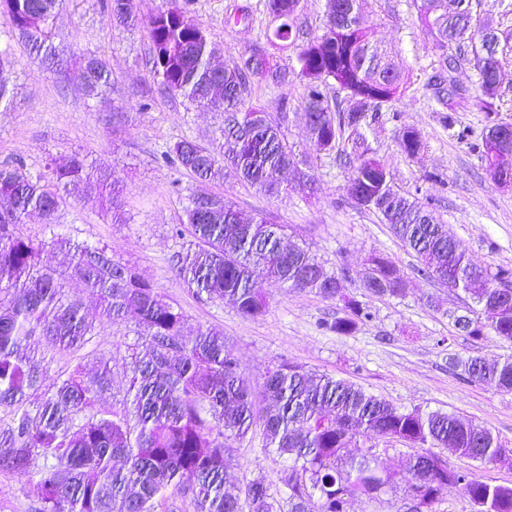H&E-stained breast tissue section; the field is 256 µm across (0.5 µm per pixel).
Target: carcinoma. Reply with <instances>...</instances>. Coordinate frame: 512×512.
<instances>
[{
    "label": "carcinoma",
    "mask_w": 512,
    "mask_h": 512,
    "mask_svg": "<svg viewBox=\"0 0 512 512\" xmlns=\"http://www.w3.org/2000/svg\"><path fill=\"white\" fill-rule=\"evenodd\" d=\"M58 0H0V19L25 43L29 53L59 62L64 50L52 39L51 25ZM131 0L102 4L110 21L139 24L147 31L149 62L159 88L178 94L200 109L223 118L220 149L190 140L174 145L179 165L201 180L220 183L231 169L243 182L269 196L288 188L281 174L297 166L281 126L263 109L246 105L249 83L272 74L261 43L232 67L217 68L215 47L200 23L179 8L158 9L146 18ZM300 0H264L266 13L277 22L273 35L297 44L298 75L306 80L303 114L316 148L332 152L349 134L355 162L347 186L351 203L374 213L419 263L418 272L471 301L452 315V327L479 340L489 333L512 342V295L502 298L501 286H512V269L478 268L459 251L458 244L432 211L394 189L389 170L369 157L371 147L357 130V121L377 118L402 90L407 79L392 62L391 52L378 40L363 13L362 0H326L322 34L305 37L297 26ZM473 0H420L421 24L433 37L438 71L428 87L450 112L464 98H455L452 73L460 62L475 72L473 101L481 112L498 111L502 59L510 44L495 45L488 38L491 24H477ZM82 66L89 92L104 95L112 89L106 60L92 56ZM400 147L409 156L422 142L405 129ZM91 179L79 157H73L52 176H26L16 166H0V207L8 222L0 221V275L11 284L0 286V407L14 412V426L0 439V469L11 471L39 489L41 512H154L168 491L191 498L195 512H347L352 498L377 499L398 487L396 474L385 469L370 445L377 438H395L411 448L429 451L409 456L412 479L402 488L411 512H436L450 489L466 498L473 512H512V487L482 481L456 470L433 448L452 446L461 456L483 463L509 462L512 457L493 433L453 413L402 410L363 387L327 374H314L294 363H280L266 371L267 405L253 402L248 380L224 341L212 328L185 331L181 307L168 301L130 265L112 260L108 246H71L58 236L53 245L73 250L62 274L41 266L43 243L20 233L33 212L44 223H58L67 197ZM96 183L102 205L116 224H124L122 189L115 173L99 171ZM185 224L196 248L178 260L177 272L187 288L211 301L230 300L249 318L263 315L266 297L254 280V269L278 288L313 293L334 300L343 296L345 273L326 271L311 252L300 246L285 248L283 224L246 218L220 193L205 202L188 199ZM364 291L379 299L406 296L407 280L386 257H372L360 273ZM77 289L95 294L113 321L133 320L148 337L144 350L131 354V378L122 413L91 412L98 394L109 388L111 369L105 363L89 375L78 364L57 381L51 393L30 411L26 391L43 381L39 365L20 354L36 335L52 346L78 350L93 328L81 313ZM494 300L501 316L482 320L480 311ZM370 318L356 298L345 300L344 314L323 327L350 334ZM454 367L470 380L495 383L512 390V357L488 363L479 357L457 361ZM262 427L266 449L288 460L280 482L288 488L286 501L269 493L265 478L257 476L237 495L226 490L227 437L243 438ZM53 460L35 467L37 458ZM189 487L180 485L183 476Z\"/></svg>",
    "instance_id": "carcinoma-1"
}]
</instances>
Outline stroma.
<instances>
[{"label":"stroma","instance_id":"35a3bbf8","mask_svg":"<svg viewBox=\"0 0 512 512\" xmlns=\"http://www.w3.org/2000/svg\"><path fill=\"white\" fill-rule=\"evenodd\" d=\"M176 4L205 28L217 49L216 65L233 64L262 42L271 66L288 73L289 81L282 86L253 81L248 101L280 122L300 169L314 179L312 194L291 191L270 197L231 172L223 182H203L165 163L161 152L179 140L216 143L219 113L194 109L181 96L159 91L143 28L110 23L101 0H59L53 41L67 55L56 68L45 69L0 23V43L9 44L14 61L0 72V79L14 89L12 104L0 107V162L22 160L24 172L35 176L77 156L93 168L115 172L123 185L127 221L112 223L96 183L81 185L68 199L60 224L46 225L34 214L22 226L26 237L43 243V266L62 272L69 265V255L51 244L56 235L109 246L115 261L135 266L183 308L188 330L223 331L254 394H261L268 367L292 362L353 382L402 409L456 414L488 428L512 448V392L468 381L452 366L454 360L471 356L489 361L512 356V343L492 335L476 342L456 335L448 313L460 307V299L418 274L416 258L387 225L348 200L346 186L354 171L335 153L316 149L302 117L304 82L298 76L297 49L267 42L273 24L263 0ZM364 11L410 79L406 91L384 108L367 133L374 158L390 170L395 188L434 210L473 264L512 268V184L492 181L477 150L484 113L465 103L449 128L434 111L433 92L423 83L434 75L437 57L430 34L418 20L415 0H365ZM89 55L105 59L112 69L116 85L108 96L90 95L78 79ZM408 127L423 143L412 157L398 144L400 130ZM199 191L224 194L244 215L285 225V244L305 246L327 271L348 270L347 295L363 297L358 275L375 253L386 255L403 272L409 292L396 299L364 297L372 317L346 335L321 327L342 316V301L312 293L265 287L267 309L255 318L242 316L231 302L196 298L177 273V258L191 249L193 239L177 234L176 227L185 219L189 196ZM82 301L94 327L83 348L60 351L40 336L26 345V354L44 372L41 389L30 392L28 402L36 404L76 364L92 369L105 361L112 382L99 393L96 408L103 414L122 411L131 375L129 349L143 344L145 337L133 321L110 322L97 296L86 292ZM227 446L231 485L241 489L261 475L277 500L287 498L288 490L279 481L286 461L265 450L261 431L228 439ZM40 507L34 485L0 470V512H39Z\"/></svg>","mask_w":512,"mask_h":512}]
</instances>
